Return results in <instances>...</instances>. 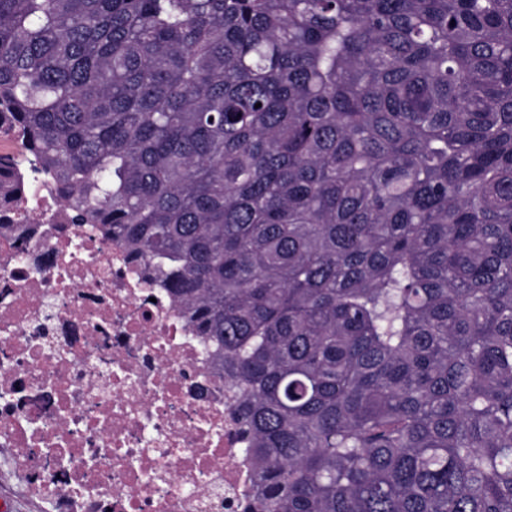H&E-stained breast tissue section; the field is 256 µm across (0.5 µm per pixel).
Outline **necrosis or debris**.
<instances>
[{"label":"necrosis or debris","instance_id":"4bbe7bcc","mask_svg":"<svg viewBox=\"0 0 512 512\" xmlns=\"http://www.w3.org/2000/svg\"><path fill=\"white\" fill-rule=\"evenodd\" d=\"M24 173L0 226V472L48 512H245L230 385L173 297Z\"/></svg>","mask_w":512,"mask_h":512}]
</instances>
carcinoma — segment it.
Instances as JSON below:
<instances>
[{"mask_svg":"<svg viewBox=\"0 0 512 512\" xmlns=\"http://www.w3.org/2000/svg\"><path fill=\"white\" fill-rule=\"evenodd\" d=\"M2 130L228 377L249 512H512V0H0Z\"/></svg>","mask_w":512,"mask_h":512,"instance_id":"cac0c4a2","label":"carcinoma"}]
</instances>
